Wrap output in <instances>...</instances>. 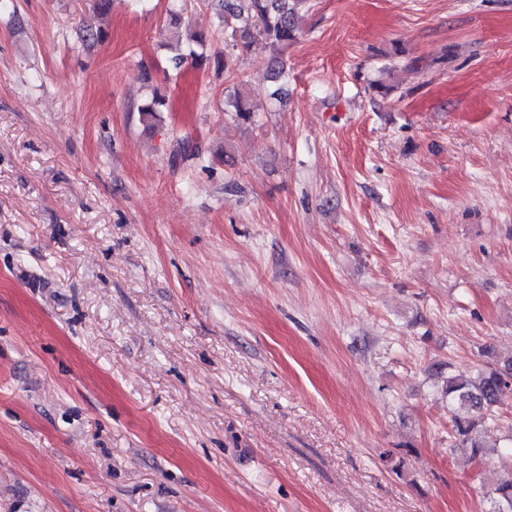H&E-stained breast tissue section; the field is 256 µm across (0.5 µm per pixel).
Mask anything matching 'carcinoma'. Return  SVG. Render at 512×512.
I'll return each mask as SVG.
<instances>
[{
    "mask_svg": "<svg viewBox=\"0 0 512 512\" xmlns=\"http://www.w3.org/2000/svg\"><path fill=\"white\" fill-rule=\"evenodd\" d=\"M221 12L218 22L233 40L247 46L257 36L265 39L272 51L280 52L299 36V11L305 0H217ZM210 32L196 29L189 34L187 46H175L171 62L180 68L190 60L196 65L212 64L226 74H233L234 60L227 53H207ZM165 105V96L155 92L151 101L139 108L141 120L152 123ZM224 111L232 112L240 121L251 119V108L240 92L230 91L224 96ZM512 368V356L497 360L493 365L469 373H450L443 377L442 392L448 398V412L453 423L455 447L470 450L471 456L481 461L486 455L485 445L478 436L482 426L497 425L498 409L506 393H512V381L504 369ZM502 477L491 490L493 506L512 503V433L506 444L497 451Z\"/></svg>",
    "mask_w": 512,
    "mask_h": 512,
    "instance_id": "cac0c4a2",
    "label": "carcinoma"
}]
</instances>
